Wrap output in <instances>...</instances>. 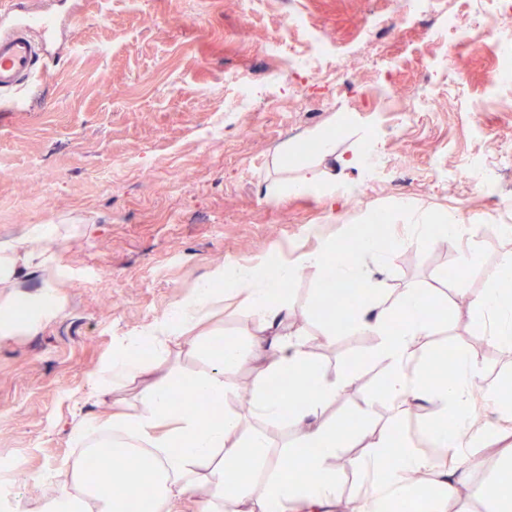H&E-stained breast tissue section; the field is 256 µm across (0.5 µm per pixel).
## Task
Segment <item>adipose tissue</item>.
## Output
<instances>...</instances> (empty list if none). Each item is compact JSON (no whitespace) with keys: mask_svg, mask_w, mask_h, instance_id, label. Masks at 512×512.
Returning <instances> with one entry per match:
<instances>
[{"mask_svg":"<svg viewBox=\"0 0 512 512\" xmlns=\"http://www.w3.org/2000/svg\"><path fill=\"white\" fill-rule=\"evenodd\" d=\"M93 230L90 224H33L21 238L0 242L1 286L15 288L23 277L36 273L42 280L38 293L15 289L0 300L1 336L36 332L55 315L56 253L72 234ZM340 250L336 238L326 237L316 248L300 251L289 260L226 262L215 267L194 291L179 296L170 317L124 338L91 376V386L99 398H111L116 389L147 373L148 366L140 356L147 345L160 351L173 342L182 344L189 355L205 361L208 368L192 377L164 372L135 400L113 404L108 416L78 422L72 430L75 447L130 450L132 475L106 492L88 479L81 459H74L57 472L55 489L39 512H125L127 505L148 488L153 491L155 512H178L182 501L202 483L207 486V496L199 500L197 512H335L341 501L336 496L333 460L344 439L335 425L325 420L324 412L355 375L346 372L333 378L326 376L310 360L305 338L297 334L282 339L277 335L294 308L284 298L283 290L304 272L329 280L341 299L337 315L322 321L324 339L348 331L378 337V356L385 364L380 394L394 405L397 419H404L416 403H432L437 413L432 439L451 455L457 454L464 430L476 426L483 437H490L496 423L478 425L473 419L471 391L478 369L468 357H461L453 373L438 383L422 372H411L417 338L437 327L443 313L438 310L434 315L422 316L420 310L431 304L432 296L412 288L398 305L405 311V318L396 324L391 322L398 307L387 306L373 296L370 266L386 263L392 245L375 237L364 239L350 260L341 257ZM350 284L365 287L361 300L349 298L346 287ZM232 294L241 296L242 306L275 333L273 356L263 370L265 381L285 374L308 392L288 410L284 397L270 393L264 385L258 386L250 407L266 430L249 436L244 435L239 416L227 415L217 421L195 409L175 408L170 400L174 387L188 385L213 404L222 405L225 375L250 360V353L242 346L208 329L223 309L225 296ZM473 304L499 345L512 349V294L493 286L477 295ZM285 422L300 433L303 464L311 478L300 482L273 477L264 487H256L253 475L257 469L277 468L269 455V434ZM372 446L376 453L395 455L399 467L388 474L374 473L371 486L363 489L361 499L349 504V512H380L391 493L404 486L406 472L419 470L431 471L444 490L443 498L427 502L425 512H446L449 498L468 480L463 465L432 466L426 458L399 445L392 432H384Z\"/></svg>","mask_w":512,"mask_h":512,"instance_id":"ef3b65f1","label":"adipose tissue"}]
</instances>
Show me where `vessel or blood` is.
Masks as SVG:
<instances>
[{
  "mask_svg": "<svg viewBox=\"0 0 512 512\" xmlns=\"http://www.w3.org/2000/svg\"><path fill=\"white\" fill-rule=\"evenodd\" d=\"M60 17L38 9L34 0H7L0 8V100L31 86L37 62L55 48Z\"/></svg>",
  "mask_w": 512,
  "mask_h": 512,
  "instance_id": "1",
  "label": "vessel or blood"
}]
</instances>
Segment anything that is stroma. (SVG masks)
I'll return each mask as SVG.
<instances>
[{
  "instance_id": "obj_1",
  "label": "stroma",
  "mask_w": 512,
  "mask_h": 512,
  "mask_svg": "<svg viewBox=\"0 0 512 512\" xmlns=\"http://www.w3.org/2000/svg\"><path fill=\"white\" fill-rule=\"evenodd\" d=\"M43 9L75 12L76 47L44 59L24 94L25 107L0 106V240L30 224H92L57 253L58 315L37 333L0 337V463L29 474L0 512H34L56 472L78 456L69 438L81 419L105 412L90 375L118 340L169 316L218 264L293 257L317 235L343 237L374 209L394 210L396 246L375 295L393 304L407 289L430 292L445 320L415 343L416 363L437 364L442 351L479 368L480 389L512 386V352L489 335L472 298L495 284L512 253V208L500 209L470 183L472 165L491 172L512 196V88L491 90L487 71L502 49L452 47L449 17L459 24L495 14L497 0H433L403 23L397 0H40ZM303 27H288L289 15ZM319 42L313 79L282 73L285 56ZM397 94L376 95L377 77ZM489 100L482 112L474 100ZM223 126L220 138L208 130ZM336 130V155L318 161L324 179L351 187L329 199L291 195L270 202L268 183L282 145ZM377 145L380 178L361 182L345 159ZM468 224L455 241L412 240L398 204ZM474 263L458 270L457 255ZM225 339L243 346L271 337L251 315L225 305ZM376 343L337 335L311 351L327 376L355 374L326 410L327 421L361 420L370 435L344 443L336 458L337 496L358 495L372 439L395 430L411 450L428 448L436 466L430 406L402 422L380 397L383 366ZM252 363L225 379L224 412L246 431L262 422L246 404L260 377ZM512 450V421L491 439H473L462 456L471 472L465 498L447 512H490L479 487L498 482L501 455Z\"/></svg>"
}]
</instances>
